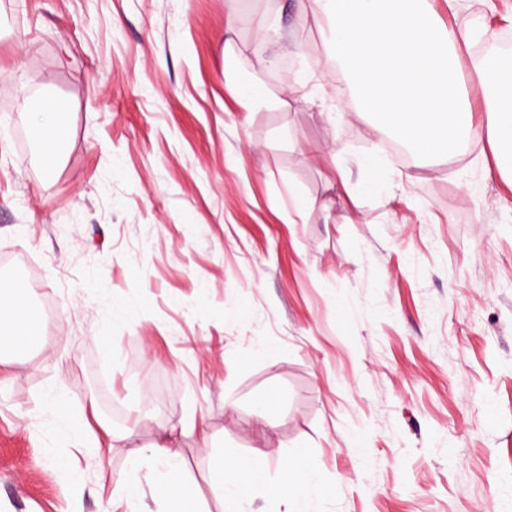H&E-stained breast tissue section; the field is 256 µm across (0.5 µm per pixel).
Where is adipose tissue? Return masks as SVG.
Wrapping results in <instances>:
<instances>
[{"label": "adipose tissue", "mask_w": 512, "mask_h": 512, "mask_svg": "<svg viewBox=\"0 0 512 512\" xmlns=\"http://www.w3.org/2000/svg\"><path fill=\"white\" fill-rule=\"evenodd\" d=\"M330 22L328 49L351 80L359 111L377 131L389 130L417 157L453 156L486 136L501 177L512 183V60L490 61L462 71L459 46L480 29L481 18L454 27L439 23L428 0H313ZM481 92L482 116H474L471 92ZM221 461L214 481L224 512L250 486L268 483L263 467Z\"/></svg>", "instance_id": "obj_1"}]
</instances>
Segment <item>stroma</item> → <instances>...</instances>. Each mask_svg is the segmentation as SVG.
Returning <instances> with one entry per match:
<instances>
[{
    "instance_id": "1",
    "label": "stroma",
    "mask_w": 512,
    "mask_h": 512,
    "mask_svg": "<svg viewBox=\"0 0 512 512\" xmlns=\"http://www.w3.org/2000/svg\"><path fill=\"white\" fill-rule=\"evenodd\" d=\"M431 4L512 31V0ZM327 30L312 0H0V266L54 305L0 355V512H130L133 481L163 512L132 461L172 426L201 512L255 456L316 473L306 512H512V187L483 139L404 187L368 116L315 104ZM343 170L377 182L358 206ZM240 98L246 104H256L264 100V85L256 75H243L239 78Z\"/></svg>"
}]
</instances>
